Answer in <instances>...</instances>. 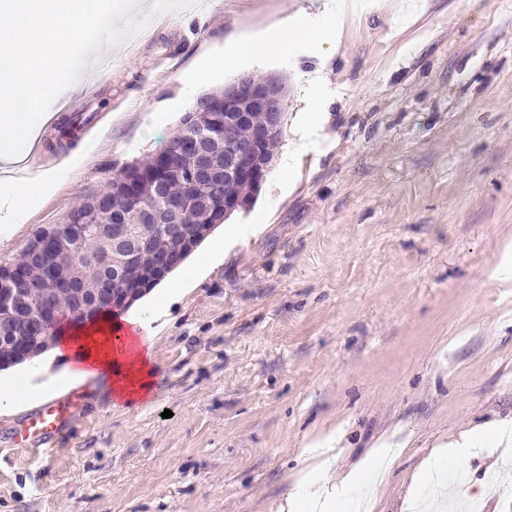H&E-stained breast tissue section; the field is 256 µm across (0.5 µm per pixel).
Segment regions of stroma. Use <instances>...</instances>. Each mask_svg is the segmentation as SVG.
Segmentation results:
<instances>
[{
    "mask_svg": "<svg viewBox=\"0 0 512 512\" xmlns=\"http://www.w3.org/2000/svg\"><path fill=\"white\" fill-rule=\"evenodd\" d=\"M103 0L67 52L36 153L64 177L37 197L0 260L20 259L123 164L145 160L209 86L283 75L287 120L325 101L299 171L288 143L235 224H258L168 302L154 347L158 400L114 406L103 381L64 377L72 417L51 450L14 448L37 403L0 412V512H280L312 476L389 451L366 512L467 506L414 493L437 446L512 425V0ZM335 14L337 51L297 42L271 62L195 81L201 64L302 12ZM319 68V96L303 71ZM485 512H512L499 451L468 457Z\"/></svg>",
    "mask_w": 512,
    "mask_h": 512,
    "instance_id": "obj_1",
    "label": "stroma"
}]
</instances>
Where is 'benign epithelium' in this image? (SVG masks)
I'll return each instance as SVG.
<instances>
[{"instance_id":"benign-epithelium-1","label":"benign epithelium","mask_w":512,"mask_h":512,"mask_svg":"<svg viewBox=\"0 0 512 512\" xmlns=\"http://www.w3.org/2000/svg\"><path fill=\"white\" fill-rule=\"evenodd\" d=\"M287 103V87L271 76L251 77L245 82L239 80L225 86L223 93L215 97L204 96L198 101L197 111L186 117L178 133L185 145L195 152L193 166L185 175L182 170L169 165L164 157L160 166L184 175L186 181L198 188L230 181L259 190L273 167L274 155L269 152V145L279 136ZM218 107L223 109L219 118L224 121L222 166L213 162L203 148L211 135L197 117L199 111ZM145 181L158 188L164 178L158 176L155 168L146 171L141 167L127 166L123 173L112 178V189L108 193L114 197L128 196L134 185ZM185 222L186 211L165 204L159 193L155 194L150 207L139 211L138 223L164 226L168 251L156 257L148 269L149 275L136 279L122 290L116 288L112 279L103 273L98 277L97 288L89 291L61 263L58 243L72 239L87 242L83 225L73 224L69 218L61 225L40 231L27 245V251L44 257L41 269L44 279L71 293V321L86 323L108 309L114 311L126 307L131 295L139 291V285L150 277L160 281L169 273L176 255L192 247L191 239L184 230ZM148 246V236L134 233L128 224L112 237V249L124 251L132 267L140 261ZM32 292L33 286L21 270L0 264V340L13 343L17 354H23L27 349L26 337L18 335L20 328L28 329L34 336H50L56 333L60 324L59 310L51 306L36 307L30 299Z\"/></svg>"}]
</instances>
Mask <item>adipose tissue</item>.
<instances>
[{
	"label": "adipose tissue",
	"mask_w": 512,
	"mask_h": 512,
	"mask_svg": "<svg viewBox=\"0 0 512 512\" xmlns=\"http://www.w3.org/2000/svg\"><path fill=\"white\" fill-rule=\"evenodd\" d=\"M96 0H0V14L12 24L0 28V163L14 166L13 189L0 195V239L13 233L32 201L54 178L52 170L32 172L21 163V151L33 145L39 124L51 121L43 105L47 98L64 99L66 90L56 81L69 44L82 35V25ZM336 21L325 18L318 28L298 26L268 30L257 40L242 42L221 60L207 61L205 72L229 70L244 58H270L283 54L294 42L304 40L315 48L334 46ZM153 309L129 318L103 314L89 323H73L56 347L39 358L40 374H48L58 355L71 361L72 376L102 378L115 400L131 405L152 400L157 393L154 367ZM373 468L359 470L341 485L330 475L301 484L286 495L289 512H348L371 485Z\"/></svg>",
	"instance_id": "1"
}]
</instances>
